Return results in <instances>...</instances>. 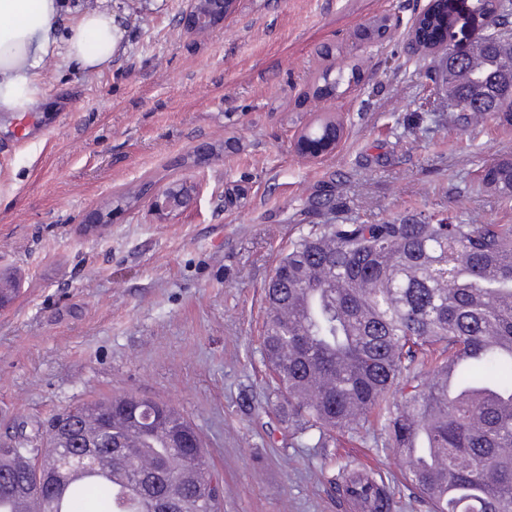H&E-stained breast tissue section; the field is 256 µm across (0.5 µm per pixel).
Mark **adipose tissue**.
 <instances>
[{"mask_svg":"<svg viewBox=\"0 0 512 512\" xmlns=\"http://www.w3.org/2000/svg\"><path fill=\"white\" fill-rule=\"evenodd\" d=\"M68 10V0H0V113L38 110L41 70L53 57L63 56L89 74L111 65L121 39L111 9L80 10L59 28Z\"/></svg>","mask_w":512,"mask_h":512,"instance_id":"obj_1","label":"adipose tissue"}]
</instances>
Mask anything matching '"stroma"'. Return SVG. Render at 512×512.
Instances as JSON below:
<instances>
[{"label":"stroma","mask_w":512,"mask_h":512,"mask_svg":"<svg viewBox=\"0 0 512 512\" xmlns=\"http://www.w3.org/2000/svg\"><path fill=\"white\" fill-rule=\"evenodd\" d=\"M430 0H235L223 24L190 33L188 0H107L121 28L110 68L57 57L45 102L0 115V273L20 293L0 311V435L98 396L133 393L178 409L224 479V512H346L341 468L373 472L392 512H426L409 494L379 424L330 449L292 433L260 350L263 286L314 224H379L439 211L512 224L484 190V164L512 156V125L457 119L409 47ZM386 39L371 32L386 18ZM353 73L316 92L329 68ZM342 125L331 156L294 148L319 116ZM204 155L196 169L189 159ZM198 179L191 211L168 224L103 203ZM250 189L243 206L223 187Z\"/></svg>","instance_id":"35a3bbf8"}]
</instances>
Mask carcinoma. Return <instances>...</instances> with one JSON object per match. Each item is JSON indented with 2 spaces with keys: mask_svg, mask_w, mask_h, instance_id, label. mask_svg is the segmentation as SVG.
Masks as SVG:
<instances>
[{
  "mask_svg": "<svg viewBox=\"0 0 512 512\" xmlns=\"http://www.w3.org/2000/svg\"><path fill=\"white\" fill-rule=\"evenodd\" d=\"M477 74L484 82L474 81ZM448 105L512 123V46L458 60ZM484 187L512 199V158L485 167ZM261 348L288 426L315 448L381 421L383 447L414 455L406 485L430 512H512V224L443 214L381 224H316L275 267L265 290ZM452 375L454 395L441 383ZM37 429V462L87 480L50 487L32 476V441L0 446V502L27 512H218L222 478L206 467L200 433L181 412L132 394L99 397ZM75 428L97 447L76 457L59 438ZM123 471L116 485L102 459ZM349 492L384 499L368 474Z\"/></svg>",
  "mask_w": 512,
  "mask_h": 512,
  "instance_id": "carcinoma-1",
  "label": "carcinoma"
}]
</instances>
